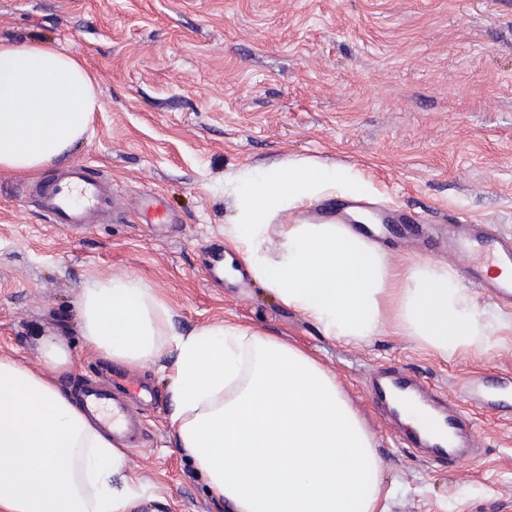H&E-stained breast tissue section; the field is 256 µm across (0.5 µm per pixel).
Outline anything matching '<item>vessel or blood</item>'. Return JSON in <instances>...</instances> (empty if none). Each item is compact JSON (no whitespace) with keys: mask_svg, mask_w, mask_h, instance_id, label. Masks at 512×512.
I'll use <instances>...</instances> for the list:
<instances>
[{"mask_svg":"<svg viewBox=\"0 0 512 512\" xmlns=\"http://www.w3.org/2000/svg\"><path fill=\"white\" fill-rule=\"evenodd\" d=\"M35 195L54 223L70 229L85 227L92 217L112 206L110 184L82 165L70 167L56 179L36 185ZM448 235L454 238L457 253L470 260L466 269L468 277L489 294L512 303V279L490 278L483 270L489 262L512 267V238L479 231L474 224L463 228L449 225ZM368 391L394 422L400 421L406 407L430 408L432 425L408 434L404 440L407 447L423 449L428 459L451 467L464 458L473 437L470 416L420 378L393 367L380 371ZM129 396L147 401L154 399L155 392L146 383L124 376L112 379L106 386L86 384L81 391L85 412L98 418L100 426L110 430L117 443H131L138 428L125 402Z\"/></svg>","mask_w":512,"mask_h":512,"instance_id":"obj_1","label":"vessel or blood"}]
</instances>
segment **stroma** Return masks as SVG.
Returning a JSON list of instances; mask_svg holds the SVG:
<instances>
[{
  "label": "stroma",
  "instance_id": "35a3bbf8",
  "mask_svg": "<svg viewBox=\"0 0 512 512\" xmlns=\"http://www.w3.org/2000/svg\"><path fill=\"white\" fill-rule=\"evenodd\" d=\"M60 45L97 78L102 108L72 163L112 181L111 217L84 230L49 221L29 190L54 176L0 174V355L39 370L42 337L60 339L73 392L123 364L87 353L77 298L88 277L150 282L188 332L233 320L288 341L334 371L384 462L389 512H512V335L444 358L407 336L358 346L323 336L252 276L202 271L224 245V176L287 156L353 167L373 211L404 223L375 240L391 253L463 273L432 242L458 220L512 235V0H0V42ZM161 196L167 223L146 221ZM398 365L462 404L479 450L448 468L415 455L367 395ZM157 392L144 437L122 448L128 512H226L176 448L168 378L135 367Z\"/></svg>",
  "mask_w": 512,
  "mask_h": 512
}]
</instances>
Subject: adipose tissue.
<instances>
[{"label":"adipose tissue","instance_id":"ef3b65f1","mask_svg":"<svg viewBox=\"0 0 512 512\" xmlns=\"http://www.w3.org/2000/svg\"><path fill=\"white\" fill-rule=\"evenodd\" d=\"M96 85L60 46L0 42V172L68 161L102 108ZM369 191L352 167L304 157L225 174L224 243L329 339L393 333L443 357L476 347L478 308L447 266L298 217ZM77 306L90 353L128 365L173 357L176 445L230 512H385L374 439L314 357L240 323L181 333L153 285L125 272L90 277ZM40 350L42 372L0 358V512H126L131 491L113 482L117 446L57 384L68 352L51 337Z\"/></svg>","mask_w":512,"mask_h":512}]
</instances>
